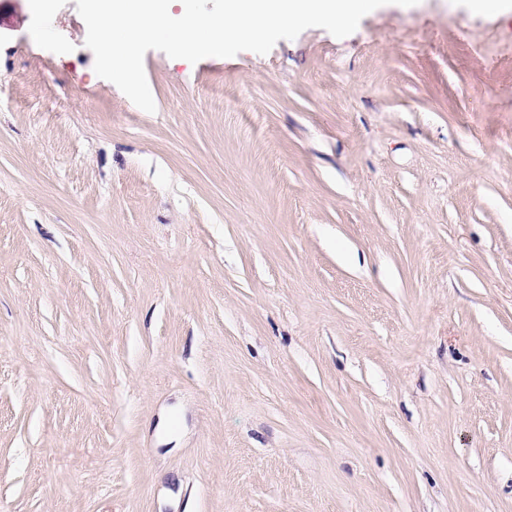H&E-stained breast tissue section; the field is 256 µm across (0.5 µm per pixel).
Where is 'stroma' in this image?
<instances>
[{"label":"stroma","instance_id":"35a3bbf8","mask_svg":"<svg viewBox=\"0 0 512 512\" xmlns=\"http://www.w3.org/2000/svg\"><path fill=\"white\" fill-rule=\"evenodd\" d=\"M0 0V512H512V15L388 4L147 113Z\"/></svg>","mask_w":512,"mask_h":512}]
</instances>
